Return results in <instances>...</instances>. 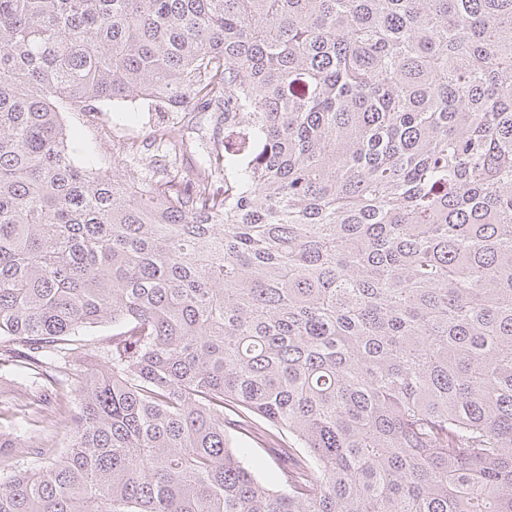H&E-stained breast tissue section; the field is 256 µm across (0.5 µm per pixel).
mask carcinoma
I'll return each instance as SVG.
<instances>
[{"mask_svg": "<svg viewBox=\"0 0 512 512\" xmlns=\"http://www.w3.org/2000/svg\"><path fill=\"white\" fill-rule=\"evenodd\" d=\"M136 97L203 174L75 164ZM3 366L0 512H512V0H0ZM98 107L101 112L98 113L99 120L87 124L82 116L69 113L65 123L77 141L74 145L76 160L79 163L98 164L104 169L112 166V144L137 140L145 147L146 154L158 155L161 150L155 153L158 144L153 135L159 125H171L182 131L195 127L197 123L212 128L217 116L210 118L212 112H173L164 104L149 100L101 103ZM206 125H202L199 132L202 138L211 133V128ZM250 448L255 449L249 454H245V459L252 467L253 472L262 481L274 482L278 470L276 463L260 449V446L254 445Z\"/></svg>", "mask_w": 512, "mask_h": 512, "instance_id": "carcinoma-1", "label": "carcinoma"}]
</instances>
